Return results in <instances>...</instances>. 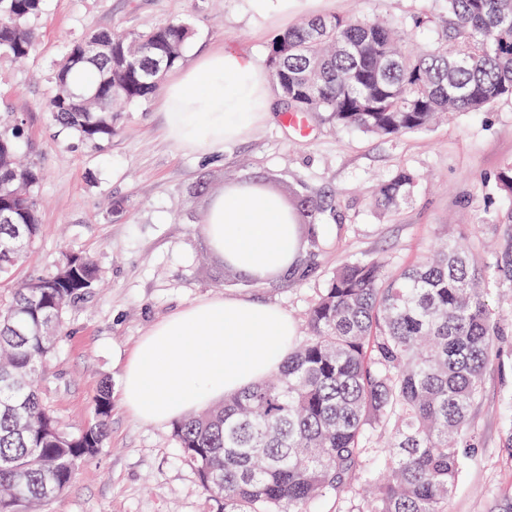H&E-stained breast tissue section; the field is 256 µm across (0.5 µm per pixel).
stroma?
I'll use <instances>...</instances> for the list:
<instances>
[{
	"label": "stroma",
	"instance_id": "stroma-1",
	"mask_svg": "<svg viewBox=\"0 0 512 512\" xmlns=\"http://www.w3.org/2000/svg\"><path fill=\"white\" fill-rule=\"evenodd\" d=\"M319 15L384 17L420 47L445 15L443 0H305L285 17H253L248 0H43L32 19L34 53L21 62L0 56V116L23 118L20 153L42 172L36 190L41 229L0 299L17 282L50 275L63 254L92 258L95 288L72 303L58 331L52 364L39 388L70 431L87 423L103 379L119 384L142 336L188 305L239 296L279 306L305 336L304 312L341 265L384 258L399 269L435 243L465 238L479 253L499 249L488 211L501 207L496 177L512 163V100L481 114L457 112L429 129L372 136L309 113L307 134L285 124L278 94L273 115L223 150L193 151L170 140L161 95L123 112L109 140L93 146L58 134L44 103L67 40L92 28L132 31L187 20L195 28L178 69L220 48L265 60L278 33ZM417 180L393 213L374 207L377 184L397 170ZM230 183H259L280 194L334 197L325 219L333 234L322 251L304 247L307 277L255 282L226 277L222 259L201 231L211 194ZM512 420V331L498 344L474 409L478 449L464 460L448 512H491L512 488V453L501 434ZM206 494L181 458L171 424L136 420L112 405L105 444L73 483L42 512H207Z\"/></svg>",
	"mask_w": 512,
	"mask_h": 512
}]
</instances>
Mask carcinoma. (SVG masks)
<instances>
[{"instance_id":"cac0c4a2","label":"carcinoma","mask_w":512,"mask_h":512,"mask_svg":"<svg viewBox=\"0 0 512 512\" xmlns=\"http://www.w3.org/2000/svg\"><path fill=\"white\" fill-rule=\"evenodd\" d=\"M42 0H0V55L36 48L30 20ZM194 36L190 22L144 31H94L68 43L46 102L60 129L96 145L122 108L155 94ZM112 53L96 55L101 41ZM269 78L292 112H321L375 136L429 128L444 112H484L512 97V0H446V22L428 50L367 18L319 16L275 35ZM22 122L0 125L4 201L0 278L40 233L33 165L16 161ZM414 176L381 182L375 203L398 209ZM306 238L323 241L325 206L295 196ZM499 250L478 259L450 240L408 267L376 258L339 268L308 310L307 336L278 373L173 424L172 435L207 494L208 512H448L462 457L477 447L473 410L502 336L512 328L489 282L512 289V210L492 215ZM98 268L65 255L57 271L17 283L0 304V512H36L63 492L107 438L111 383L92 419L62 428L36 386L52 362L56 329L94 287ZM382 461V476L371 461Z\"/></svg>"}]
</instances>
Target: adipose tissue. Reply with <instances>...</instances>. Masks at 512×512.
Masks as SVG:
<instances>
[{"instance_id":"ef3b65f1","label":"adipose tissue","mask_w":512,"mask_h":512,"mask_svg":"<svg viewBox=\"0 0 512 512\" xmlns=\"http://www.w3.org/2000/svg\"><path fill=\"white\" fill-rule=\"evenodd\" d=\"M166 126L178 145L214 151L270 110L268 75L235 49L207 56L164 87ZM226 265L263 278L294 264L301 228L281 199L255 184L214 193L202 226ZM296 335L274 305L225 296L157 324L129 357L123 406L140 421L181 420L277 371Z\"/></svg>"}]
</instances>
